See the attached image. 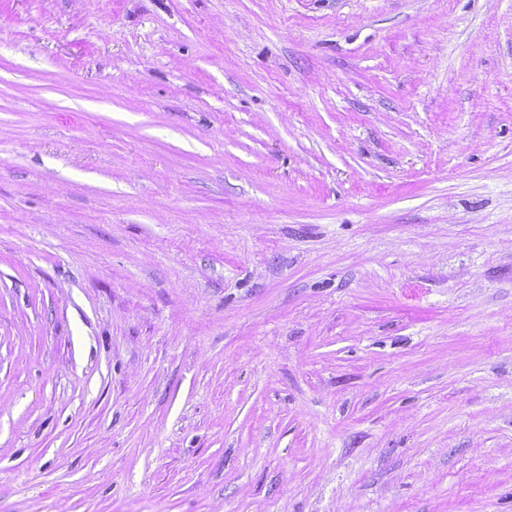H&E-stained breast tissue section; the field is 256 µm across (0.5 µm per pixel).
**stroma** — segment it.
<instances>
[{
    "label": "stroma",
    "instance_id": "obj_1",
    "mask_svg": "<svg viewBox=\"0 0 512 512\" xmlns=\"http://www.w3.org/2000/svg\"><path fill=\"white\" fill-rule=\"evenodd\" d=\"M0 512H512V0H0Z\"/></svg>",
    "mask_w": 512,
    "mask_h": 512
}]
</instances>
